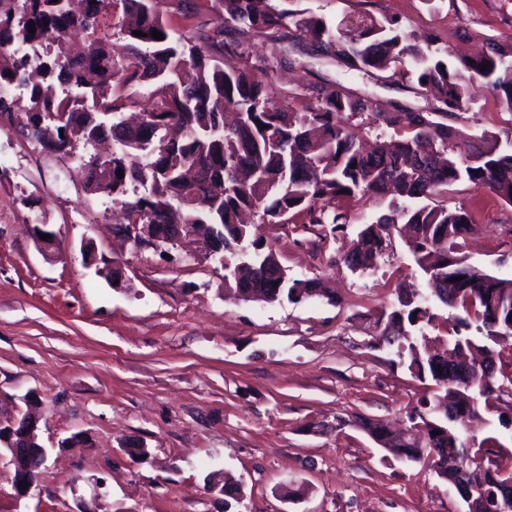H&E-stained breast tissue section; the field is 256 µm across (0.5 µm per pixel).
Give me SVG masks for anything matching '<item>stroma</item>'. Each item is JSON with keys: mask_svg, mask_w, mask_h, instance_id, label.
I'll list each match as a JSON object with an SVG mask.
<instances>
[{"mask_svg": "<svg viewBox=\"0 0 512 512\" xmlns=\"http://www.w3.org/2000/svg\"><path fill=\"white\" fill-rule=\"evenodd\" d=\"M294 6L335 23L395 17L454 52L487 37L512 42V0ZM317 72L374 87L326 59L259 77L284 106ZM458 125L500 132L512 116L483 90ZM88 153L80 145L60 158L0 127V431L34 414L46 451L22 495L0 442V512H461L430 460L402 463L359 426L404 427L427 389L372 337L396 283L416 272L405 242L395 240L374 274L339 261L381 213L377 198L337 200L349 224L335 239L303 214L257 229L291 275L324 278L334 300L245 302L225 297L224 269L200 242L165 255L118 238V205L88 193L77 171ZM445 201L476 224L471 262L512 279V206L468 182ZM38 215L60 243L49 257L35 243ZM115 265L117 284L103 275ZM228 475L243 491L229 510L220 492Z\"/></svg>", "mask_w": 512, "mask_h": 512, "instance_id": "stroma-1", "label": "stroma"}]
</instances>
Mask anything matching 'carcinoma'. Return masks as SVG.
Masks as SVG:
<instances>
[{
  "label": "carcinoma",
  "instance_id": "obj_1",
  "mask_svg": "<svg viewBox=\"0 0 512 512\" xmlns=\"http://www.w3.org/2000/svg\"><path fill=\"white\" fill-rule=\"evenodd\" d=\"M173 1L182 4L177 27L163 9ZM206 2V11L195 12L193 0H0V88L18 87L28 99L23 107L3 101L0 109L23 114L20 134L56 156H70L80 142L112 140V155L81 160L86 188L121 205L126 224L206 231L208 247L224 257V292L243 301L327 297L319 278L290 275L272 247L249 239L244 213L284 224L304 212L334 234L349 223L334 208L337 198L377 197L385 210L358 233L343 264L370 273L400 232L427 287L398 289L390 311L374 320V335L409 361L418 380L444 390L455 421L475 416L481 399L495 409L499 396L489 385L512 387V352L504 359L488 343L512 337V279L469 262L462 248L475 231L472 215L437 198L466 181L512 204V127L502 137L449 125L482 89L512 114V44L489 39L477 56L443 55L433 36L392 17H364L342 33L322 16L285 7L290 0H280L282 7L273 0ZM253 36L278 62L291 65L298 54L366 80L385 76L427 107L413 110L318 75L296 105L271 109L274 88L255 76L265 66L250 64L243 51ZM28 43L50 50L17 57L13 47ZM226 54L243 66L223 69ZM147 80L155 86L150 106L129 128L121 115L134 102L123 90ZM365 116L384 133L370 150L357 124ZM439 304L460 311L447 331L451 358L419 346L440 319ZM440 415L425 399L413 408L409 420L421 442L380 421L360 426L406 463L431 459L449 483L466 472L486 494L477 512H496L495 492L512 478V466L499 462L504 444L496 435H463Z\"/></svg>",
  "mask_w": 512,
  "mask_h": 512
}]
</instances>
